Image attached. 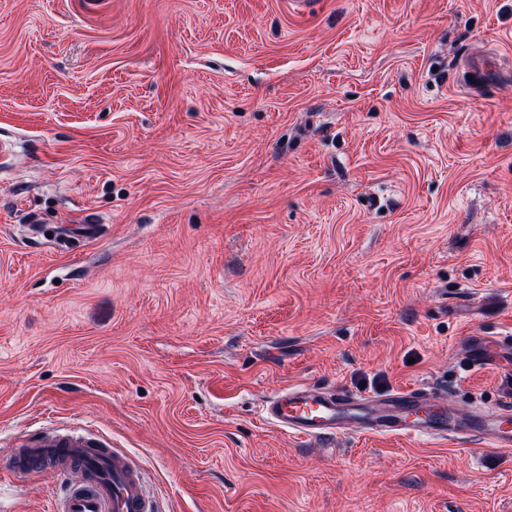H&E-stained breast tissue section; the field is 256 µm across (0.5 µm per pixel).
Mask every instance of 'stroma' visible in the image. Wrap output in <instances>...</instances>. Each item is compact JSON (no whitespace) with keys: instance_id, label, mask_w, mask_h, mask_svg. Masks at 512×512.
Returning a JSON list of instances; mask_svg holds the SVG:
<instances>
[{"instance_id":"stroma-1","label":"stroma","mask_w":512,"mask_h":512,"mask_svg":"<svg viewBox=\"0 0 512 512\" xmlns=\"http://www.w3.org/2000/svg\"><path fill=\"white\" fill-rule=\"evenodd\" d=\"M1 141L0 461L74 426L159 512H512V450L262 417L512 402L466 348L512 334V0H0ZM66 485L4 473L0 512Z\"/></svg>"}]
</instances>
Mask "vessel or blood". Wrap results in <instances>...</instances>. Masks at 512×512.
Wrapping results in <instances>:
<instances>
[{
    "label": "vessel or blood",
    "mask_w": 512,
    "mask_h": 512,
    "mask_svg": "<svg viewBox=\"0 0 512 512\" xmlns=\"http://www.w3.org/2000/svg\"><path fill=\"white\" fill-rule=\"evenodd\" d=\"M473 366L489 373L503 370L512 354V336H474L468 342ZM264 418L302 438L321 439L350 428L374 437L477 436L494 448H512V405L489 413L449 411L442 396L421 387L383 396L326 391L308 385L275 393ZM6 467L17 472L55 468L72 480L54 512H157L140 468L121 449L86 429L49 427L21 437Z\"/></svg>",
    "instance_id": "vessel-or-blood-1"
}]
</instances>
